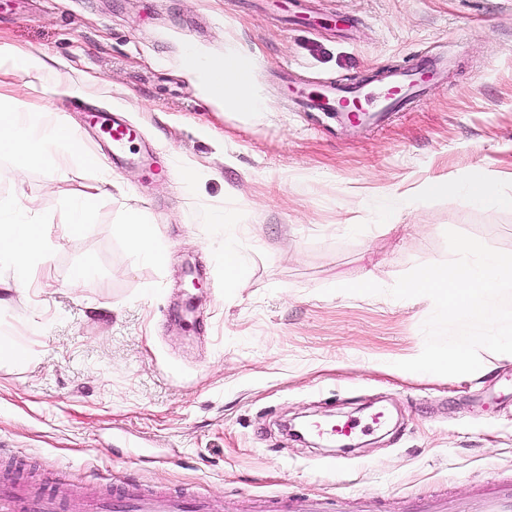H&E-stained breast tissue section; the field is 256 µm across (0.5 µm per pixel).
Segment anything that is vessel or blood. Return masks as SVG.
Masks as SVG:
<instances>
[{"mask_svg":"<svg viewBox=\"0 0 512 512\" xmlns=\"http://www.w3.org/2000/svg\"><path fill=\"white\" fill-rule=\"evenodd\" d=\"M447 61L433 64L410 59L391 71L384 84L370 88L364 84L329 83L324 92L311 98V108L336 113L351 128L382 125L390 113L399 111L419 96L424 85L436 79ZM91 127L99 129L112 145V155L124 157L139 140L138 130L121 116L109 112L88 113ZM223 501L189 492L136 494L110 490L88 496L86 512H224ZM56 498L38 488L9 479L0 481V512H62ZM259 512H355L346 499H311L283 495L260 506ZM425 512H512V484L491 482L469 503L455 506L436 501Z\"/></svg>","mask_w":512,"mask_h":512,"instance_id":"1","label":"vessel or blood"}]
</instances>
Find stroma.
Instances as JSON below:
<instances>
[{
  "mask_svg": "<svg viewBox=\"0 0 512 512\" xmlns=\"http://www.w3.org/2000/svg\"><path fill=\"white\" fill-rule=\"evenodd\" d=\"M0 41L90 80L83 95L56 97L13 75L0 102L66 116L99 155L106 141L86 113L120 112L169 170L160 180L108 165L84 234L56 241L23 285L0 266V333L32 354L0 362V462L18 478H49L66 512H81L101 474L201 489L240 512L292 490L412 512L512 482V354L481 350L469 375L398 369L420 354L433 304L385 293L414 266L450 260L449 229L512 253V0H0ZM190 44L250 55L264 112L206 99L181 68ZM419 55L447 56V72L378 129L292 106L296 89L362 82ZM186 165L200 170L192 190ZM476 167L496 198L425 195L430 180ZM94 178L69 152L21 175L0 157V199L53 225ZM392 193L414 205L390 223L377 208ZM135 210L165 245L163 264L136 263L121 232ZM221 210L243 227L233 287L204 222ZM86 262L91 275L73 285ZM366 275L382 294L337 292ZM380 409L390 428L358 434L332 470L325 449L285 429Z\"/></svg>",
  "mask_w": 512,
  "mask_h": 512,
  "instance_id": "obj_1",
  "label": "stroma"
}]
</instances>
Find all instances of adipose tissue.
Listing matches in <instances>:
<instances>
[{"mask_svg": "<svg viewBox=\"0 0 512 512\" xmlns=\"http://www.w3.org/2000/svg\"><path fill=\"white\" fill-rule=\"evenodd\" d=\"M183 71L212 102L238 112H258L263 97L257 86L254 60L234 50L212 56L196 47H188L183 57ZM24 76L30 88L53 83L56 95L78 96L85 88L75 81L54 82L55 70L45 52L21 54L6 43H0V74ZM76 128L65 118L42 122L18 102L0 106V156L11 158L18 171L45 164L55 153L77 150ZM83 166L98 172L97 185L75 198L68 209L66 224L54 227L31 221L16 213L9 203L0 201V263L14 269L17 279H26L33 264L49 249L52 238H68L83 234L96 210L104 185L111 176L97 155L78 152ZM425 192L430 196L457 195L472 204H481L497 193L493 176L485 170L474 169L462 179L430 181ZM133 256L142 262L158 265L163 261L164 248L158 243L150 224L131 216L124 226Z\"/></svg>", "mask_w": 512, "mask_h": 512, "instance_id": "1", "label": "adipose tissue"}]
</instances>
